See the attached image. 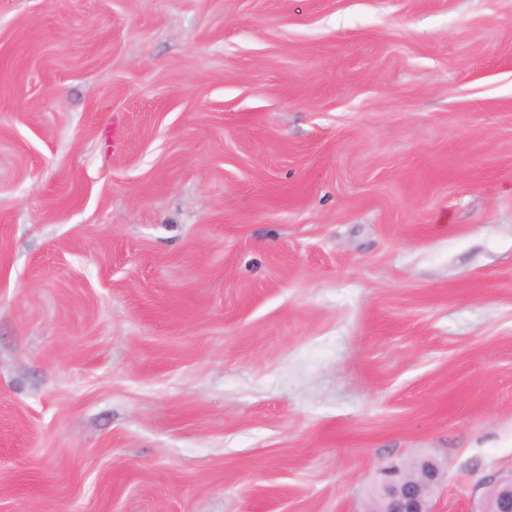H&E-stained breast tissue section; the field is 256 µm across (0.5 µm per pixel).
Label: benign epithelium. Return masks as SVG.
Returning <instances> with one entry per match:
<instances>
[{
  "instance_id": "7a95c632",
  "label": "benign epithelium",
  "mask_w": 512,
  "mask_h": 512,
  "mask_svg": "<svg viewBox=\"0 0 512 512\" xmlns=\"http://www.w3.org/2000/svg\"><path fill=\"white\" fill-rule=\"evenodd\" d=\"M443 479L441 465L432 458L416 462L415 476L404 475L392 465L381 471L377 485L385 503V512H436L433 494ZM498 491L496 512H512V475L489 481Z\"/></svg>"
}]
</instances>
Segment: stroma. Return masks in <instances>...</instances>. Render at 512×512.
<instances>
[{"instance_id": "stroma-1", "label": "stroma", "mask_w": 512, "mask_h": 512, "mask_svg": "<svg viewBox=\"0 0 512 512\" xmlns=\"http://www.w3.org/2000/svg\"><path fill=\"white\" fill-rule=\"evenodd\" d=\"M424 457L512 473V0H0V512Z\"/></svg>"}]
</instances>
